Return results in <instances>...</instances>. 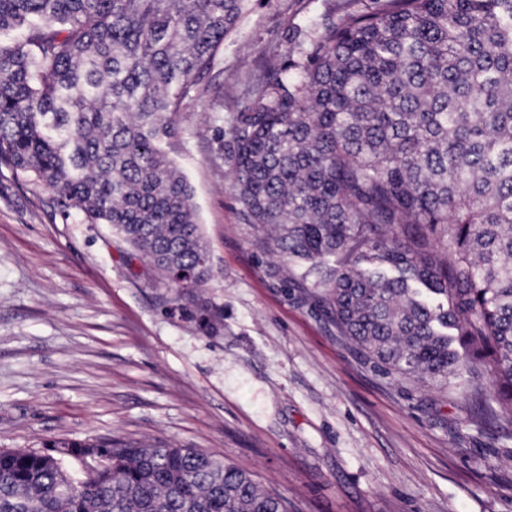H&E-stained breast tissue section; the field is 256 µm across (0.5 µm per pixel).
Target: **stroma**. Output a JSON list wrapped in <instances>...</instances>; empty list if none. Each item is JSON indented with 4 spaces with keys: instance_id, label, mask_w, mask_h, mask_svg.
Masks as SVG:
<instances>
[{
    "instance_id": "obj_1",
    "label": "stroma",
    "mask_w": 512,
    "mask_h": 512,
    "mask_svg": "<svg viewBox=\"0 0 512 512\" xmlns=\"http://www.w3.org/2000/svg\"><path fill=\"white\" fill-rule=\"evenodd\" d=\"M377 0H250L167 149L211 273L180 292L110 226L0 168V449L120 437L252 471L298 512H512V422L395 380L287 286L231 177L232 117L267 61Z\"/></svg>"
}]
</instances>
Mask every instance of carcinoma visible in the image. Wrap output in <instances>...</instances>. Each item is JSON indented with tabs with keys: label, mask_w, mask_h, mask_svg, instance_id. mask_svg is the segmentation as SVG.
Segmentation results:
<instances>
[{
	"label": "carcinoma",
	"mask_w": 512,
	"mask_h": 512,
	"mask_svg": "<svg viewBox=\"0 0 512 512\" xmlns=\"http://www.w3.org/2000/svg\"><path fill=\"white\" fill-rule=\"evenodd\" d=\"M267 64L236 112L237 200L338 335L387 375L473 387L512 420V0H377ZM247 0H0V167L109 224L162 278L209 277L193 192L165 149ZM489 351L493 393L473 385ZM0 451V512H289L199 448L101 438Z\"/></svg>",
	"instance_id": "1"
}]
</instances>
